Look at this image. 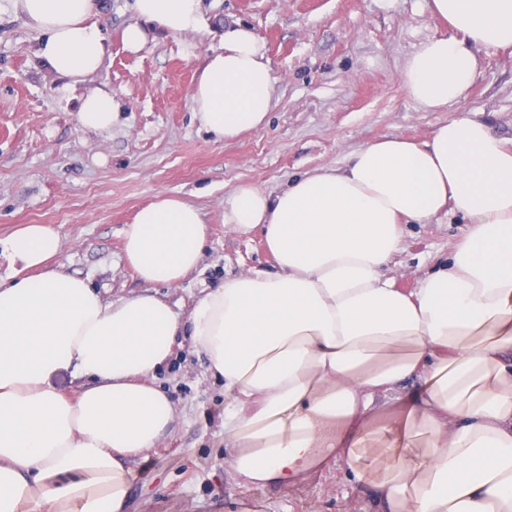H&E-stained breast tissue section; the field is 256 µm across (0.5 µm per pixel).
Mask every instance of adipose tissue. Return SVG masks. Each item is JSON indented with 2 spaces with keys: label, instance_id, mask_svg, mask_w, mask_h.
<instances>
[{
  "label": "adipose tissue",
  "instance_id": "1",
  "mask_svg": "<svg viewBox=\"0 0 512 512\" xmlns=\"http://www.w3.org/2000/svg\"><path fill=\"white\" fill-rule=\"evenodd\" d=\"M40 36L38 54L73 83L107 51L101 0H13ZM449 35L405 62L422 109L462 101L480 48L512 47V0H426ZM139 23L202 29L199 0H134ZM200 125L231 140L274 106L265 44L225 27L191 92ZM119 111L111 92L81 97L83 129ZM471 223L449 258L405 292L384 271L404 227L443 209ZM231 233L262 228L278 273L225 279L179 317L155 295L102 299L55 269L47 224L7 242L23 268L0 281V512H123L130 461L161 442L175 407L154 382L177 336L224 380V469L234 485H291L328 461L371 487L383 512H512V146L462 117L429 140L389 137L271 194L250 184L224 200ZM209 227L176 196L141 208L122 230L124 259L149 285H180L203 258ZM62 369L84 384L65 394Z\"/></svg>",
  "mask_w": 512,
  "mask_h": 512
}]
</instances>
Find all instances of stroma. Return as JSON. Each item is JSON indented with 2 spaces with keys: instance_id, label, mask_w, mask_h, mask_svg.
<instances>
[{
  "instance_id": "1",
  "label": "stroma",
  "mask_w": 512,
  "mask_h": 512,
  "mask_svg": "<svg viewBox=\"0 0 512 512\" xmlns=\"http://www.w3.org/2000/svg\"><path fill=\"white\" fill-rule=\"evenodd\" d=\"M103 2L97 20L109 52L72 89L39 59L38 33L0 0L1 278L21 267L9 236L49 224L60 236L52 266L109 300L144 291L122 258L121 231L140 208L175 195L209 226L200 268L179 286L153 289L184 317L229 275L277 271L261 229L238 236L221 222L224 198L239 184L276 193L305 173L342 167L359 147L387 137L423 141L461 116L489 121L512 145V48L481 50L480 75L460 103L427 111L406 95V59L448 32L425 0H201L204 30H152L136 52L123 42L138 21L133 0ZM232 23L266 44L274 108L263 127L226 141L194 119L191 90ZM95 88L120 107L103 133L78 121L82 92ZM467 223L451 213L406 225L405 249L388 271L396 288H415L445 261ZM156 380L176 419L157 448L131 461L128 512H380L371 489L354 488L332 463L289 488L233 486L224 473V382L207 373L188 337L178 338Z\"/></svg>"
}]
</instances>
